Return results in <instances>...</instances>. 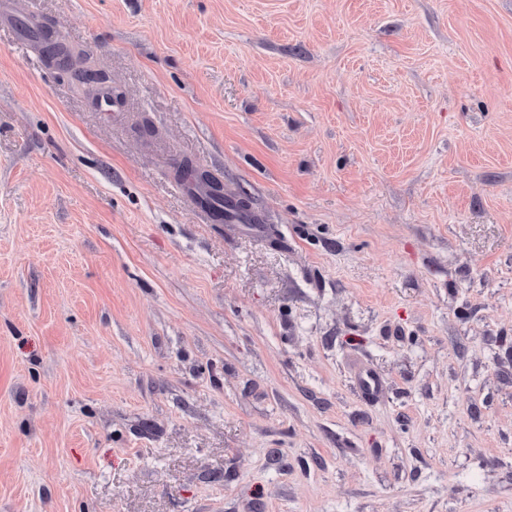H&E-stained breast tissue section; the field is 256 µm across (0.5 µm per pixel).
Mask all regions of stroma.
I'll return each mask as SVG.
<instances>
[{"label":"stroma","instance_id":"obj_1","mask_svg":"<svg viewBox=\"0 0 512 512\" xmlns=\"http://www.w3.org/2000/svg\"><path fill=\"white\" fill-rule=\"evenodd\" d=\"M20 5L0 512H512V0ZM43 48L48 57L58 61V64L63 65L68 69L74 71L76 79L81 84H88L96 79V73L91 69L88 64L87 58H81L80 66L78 68H72L71 54L65 51L62 45L53 38L51 32H46L43 36ZM175 175L178 179L190 184L196 183L205 186L206 193L201 199L204 207L211 212H220L226 221V215L243 217L247 215L248 208L243 206L240 198L237 200L224 197L223 184L219 179L208 174V177L201 178L196 175V168L189 162L183 161L174 166Z\"/></svg>","mask_w":512,"mask_h":512}]
</instances>
